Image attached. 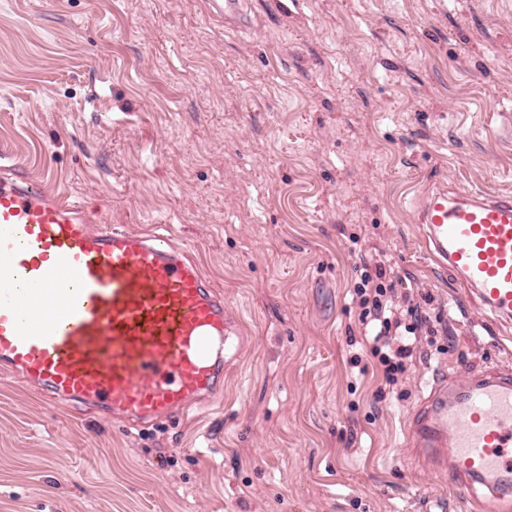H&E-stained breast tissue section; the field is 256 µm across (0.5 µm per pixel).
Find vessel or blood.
Here are the masks:
<instances>
[{
	"label": "vessel or blood",
	"instance_id": "vessel-or-blood-1",
	"mask_svg": "<svg viewBox=\"0 0 512 512\" xmlns=\"http://www.w3.org/2000/svg\"><path fill=\"white\" fill-rule=\"evenodd\" d=\"M432 258L482 310L512 320V195L436 185L417 205ZM247 344L223 290L171 234L127 231L33 183L0 175V373L51 401L148 430L212 403ZM411 447L478 495L512 504V369L437 382Z\"/></svg>",
	"mask_w": 512,
	"mask_h": 512
}]
</instances>
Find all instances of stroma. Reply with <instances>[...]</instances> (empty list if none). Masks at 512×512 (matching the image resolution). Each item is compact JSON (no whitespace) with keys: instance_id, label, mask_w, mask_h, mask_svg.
I'll return each mask as SVG.
<instances>
[{"instance_id":"obj_1","label":"stroma","mask_w":512,"mask_h":512,"mask_svg":"<svg viewBox=\"0 0 512 512\" xmlns=\"http://www.w3.org/2000/svg\"><path fill=\"white\" fill-rule=\"evenodd\" d=\"M207 2L0 0V152L167 226L252 336L222 410L149 433L0 378V512H477L409 420L437 381L512 368V323L415 209L512 193V0H246L241 27ZM371 254L428 328L381 400L352 300Z\"/></svg>"}]
</instances>
